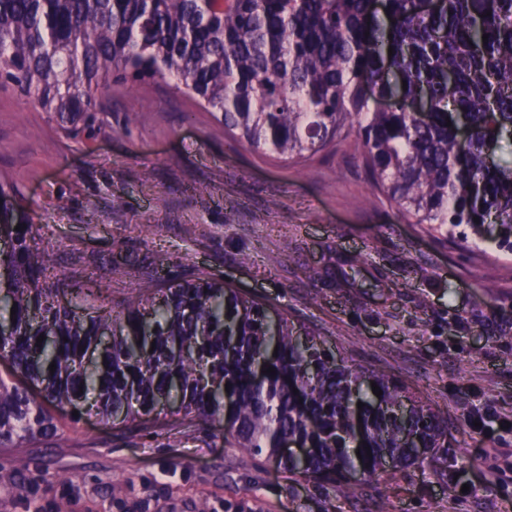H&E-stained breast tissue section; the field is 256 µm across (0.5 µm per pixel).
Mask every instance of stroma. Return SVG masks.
Segmentation results:
<instances>
[{
    "label": "stroma",
    "mask_w": 512,
    "mask_h": 512,
    "mask_svg": "<svg viewBox=\"0 0 512 512\" xmlns=\"http://www.w3.org/2000/svg\"><path fill=\"white\" fill-rule=\"evenodd\" d=\"M359 151L353 134L300 164L250 150L166 78L113 85L72 122L0 88V176L70 287L119 308L150 280H229L448 418L422 465L339 491L216 428L134 435L85 414L0 447V512H512V254L407 223Z\"/></svg>",
    "instance_id": "35a3bbf8"
}]
</instances>
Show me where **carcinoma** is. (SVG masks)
Here are the masks:
<instances>
[{
  "label": "carcinoma",
  "instance_id": "obj_1",
  "mask_svg": "<svg viewBox=\"0 0 512 512\" xmlns=\"http://www.w3.org/2000/svg\"><path fill=\"white\" fill-rule=\"evenodd\" d=\"M381 4L383 24L376 0H0V84L75 120L102 111L101 89L170 76L224 131L286 162L313 159L355 125L373 188L405 219L448 234L465 224L511 252L512 163L498 151L512 140V0ZM461 119L472 130L464 154ZM35 231L1 179V447L58 436L56 411L171 432L172 403L180 424L222 426L227 447L338 490L352 473L377 479L389 460L406 469L448 447L446 416L231 284L151 281L116 310L50 276ZM288 441L304 456L283 454Z\"/></svg>",
  "mask_w": 512,
  "mask_h": 512
}]
</instances>
